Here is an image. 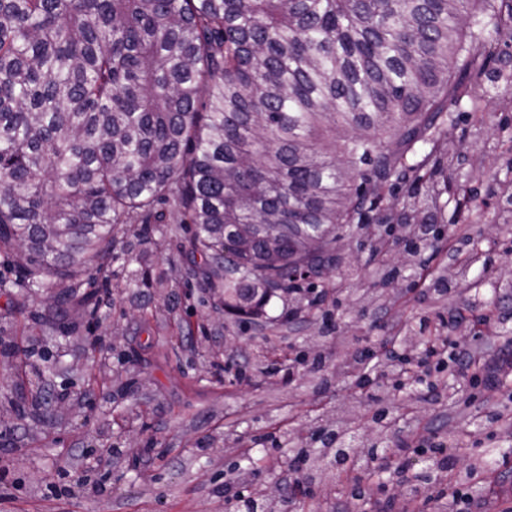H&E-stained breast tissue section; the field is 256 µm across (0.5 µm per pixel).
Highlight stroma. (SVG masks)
Here are the masks:
<instances>
[{"mask_svg":"<svg viewBox=\"0 0 512 512\" xmlns=\"http://www.w3.org/2000/svg\"><path fill=\"white\" fill-rule=\"evenodd\" d=\"M448 152L462 155L471 186L512 181V140L455 107ZM142 231L135 217L115 228L118 244L98 285L103 321L90 323L76 304L58 305L56 289L11 287L18 270L0 252V512H448L446 501L402 499L399 480L379 487L330 468L305 481L294 459L318 447L320 430L347 422L355 440L377 439L374 408L363 399L348 362L410 343L437 322L431 283L454 288L445 308L489 303L485 335L455 333L486 357L512 356V223L494 205L458 214L446 208L433 247L409 250L412 225H372L363 240L340 239L341 267L325 271L328 293L273 299L263 317L241 323L214 307L181 246L187 227L176 207ZM494 272L472 267L457 287V262L446 241L457 226ZM447 396L388 390L390 442L412 422L446 430L467 406L495 409L470 378L449 373ZM40 395V415L31 399ZM100 449L101 469L80 487L57 479ZM362 482L364 497L351 488Z\"/></svg>","mask_w":512,"mask_h":512,"instance_id":"stroma-1","label":"stroma"}]
</instances>
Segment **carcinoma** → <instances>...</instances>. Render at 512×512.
I'll list each match as a JSON object with an SVG mask.
<instances>
[{"mask_svg":"<svg viewBox=\"0 0 512 512\" xmlns=\"http://www.w3.org/2000/svg\"><path fill=\"white\" fill-rule=\"evenodd\" d=\"M512 0H0V248L73 290L114 228L161 224L233 317L339 268V231L477 204L450 107L512 110ZM462 77L453 80L449 66ZM414 185L395 197L397 181ZM239 288H270L254 304Z\"/></svg>","mask_w":512,"mask_h":512,"instance_id":"obj_1","label":"carcinoma"}]
</instances>
